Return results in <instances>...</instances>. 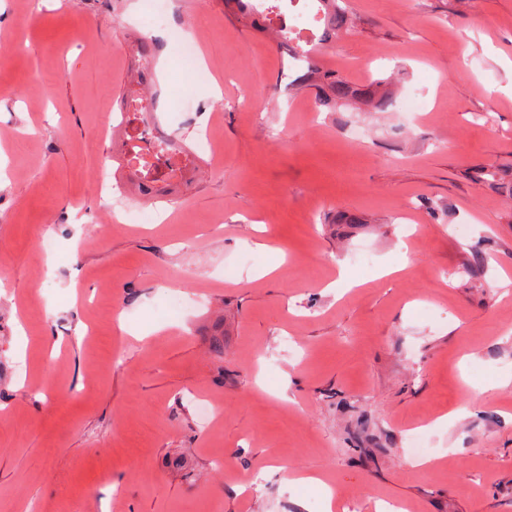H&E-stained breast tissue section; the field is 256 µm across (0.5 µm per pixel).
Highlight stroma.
Segmentation results:
<instances>
[{
    "label": "stroma",
    "instance_id": "1",
    "mask_svg": "<svg viewBox=\"0 0 512 512\" xmlns=\"http://www.w3.org/2000/svg\"><path fill=\"white\" fill-rule=\"evenodd\" d=\"M348 9L323 67L418 93L414 119L310 112L281 48L224 0H171L158 22L151 0H0V512H323L300 475L333 512H512V386L495 387L512 376V191L480 176L512 172V0ZM188 13L207 66L160 54L159 89L206 103L224 171L176 188L165 223L110 224L94 173L125 169L94 133L122 105V46L180 38ZM359 246L370 266L350 263ZM170 288L188 308L164 311Z\"/></svg>",
    "mask_w": 512,
    "mask_h": 512
}]
</instances>
